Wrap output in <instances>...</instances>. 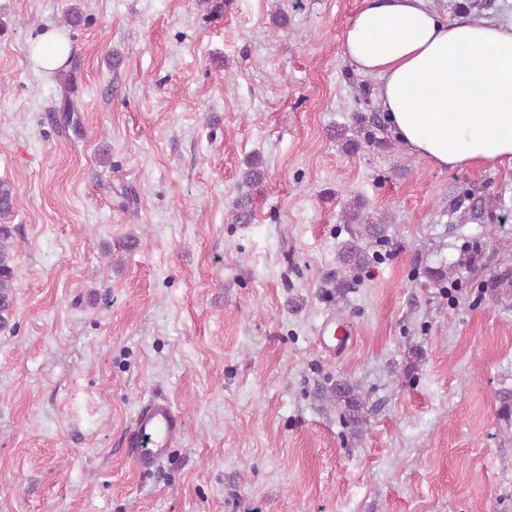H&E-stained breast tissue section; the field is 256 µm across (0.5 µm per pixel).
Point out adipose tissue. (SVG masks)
Masks as SVG:
<instances>
[{
	"mask_svg": "<svg viewBox=\"0 0 512 512\" xmlns=\"http://www.w3.org/2000/svg\"><path fill=\"white\" fill-rule=\"evenodd\" d=\"M342 55L379 80L390 131L443 169L512 167V22L448 21L429 0H363Z\"/></svg>",
	"mask_w": 512,
	"mask_h": 512,
	"instance_id": "adipose-tissue-1",
	"label": "adipose tissue"
}]
</instances>
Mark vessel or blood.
Returning a JSON list of instances; mask_svg holds the SVG:
<instances>
[{
  "label": "vessel or blood",
  "instance_id": "vessel-or-blood-1",
  "mask_svg": "<svg viewBox=\"0 0 512 512\" xmlns=\"http://www.w3.org/2000/svg\"><path fill=\"white\" fill-rule=\"evenodd\" d=\"M181 435V424L169 402L152 400L138 412L127 438L131 456L140 469L162 460Z\"/></svg>",
  "mask_w": 512,
  "mask_h": 512
}]
</instances>
